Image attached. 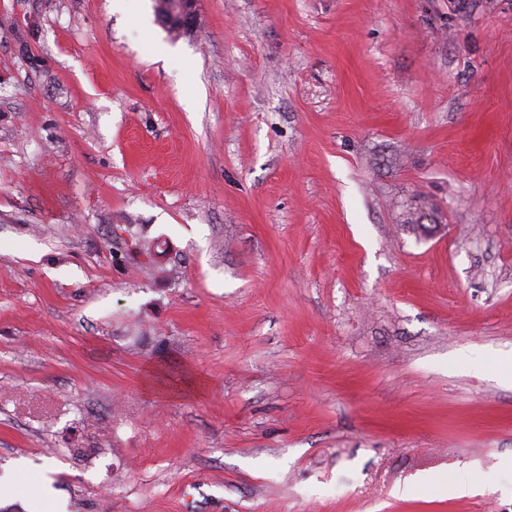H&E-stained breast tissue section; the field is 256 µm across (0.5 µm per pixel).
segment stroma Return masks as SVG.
<instances>
[{"label": "stroma", "instance_id": "obj_1", "mask_svg": "<svg viewBox=\"0 0 512 512\" xmlns=\"http://www.w3.org/2000/svg\"><path fill=\"white\" fill-rule=\"evenodd\" d=\"M112 2L0 0V512H512V0Z\"/></svg>", "mask_w": 512, "mask_h": 512}]
</instances>
